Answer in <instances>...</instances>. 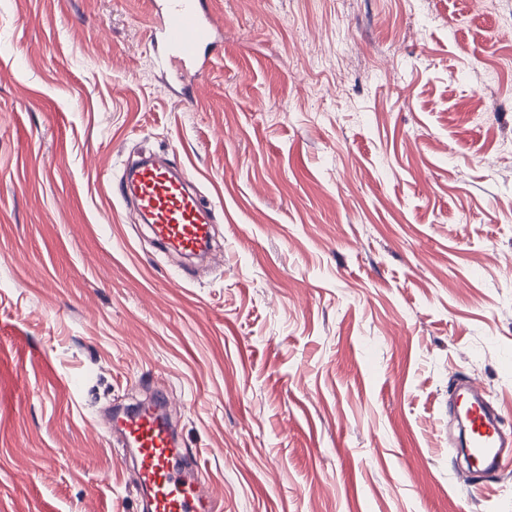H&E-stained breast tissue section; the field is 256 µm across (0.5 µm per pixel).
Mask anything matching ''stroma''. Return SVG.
Masks as SVG:
<instances>
[{
    "instance_id": "obj_1",
    "label": "stroma",
    "mask_w": 512,
    "mask_h": 512,
    "mask_svg": "<svg viewBox=\"0 0 512 512\" xmlns=\"http://www.w3.org/2000/svg\"><path fill=\"white\" fill-rule=\"evenodd\" d=\"M195 102L148 0H0V512H133L97 413L165 387L220 512H512L448 399L512 433V0H214ZM140 150L216 264L131 224ZM112 195L134 222L149 224L160 250L185 257L212 251L215 213L185 170L142 157L113 178ZM453 411L456 419L465 423L459 446L464 448L469 466L461 478L464 487L472 488L479 475L495 473L504 458L512 457V437L502 433L501 413L471 379L457 386Z\"/></svg>"
}]
</instances>
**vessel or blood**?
Returning a JSON list of instances; mask_svg holds the SVG:
<instances>
[{"label": "vessel or blood", "mask_w": 512, "mask_h": 512, "mask_svg": "<svg viewBox=\"0 0 512 512\" xmlns=\"http://www.w3.org/2000/svg\"><path fill=\"white\" fill-rule=\"evenodd\" d=\"M152 4V38L165 50L160 64L195 67L212 44L215 23L208 0ZM112 194L134 222L149 225L160 250L186 257L212 251L215 213L185 170L144 157L113 178ZM171 404L169 392L157 388L149 402L103 415L132 458L138 512H214L216 497L202 477L199 457L184 448L171 422ZM453 411L465 424L459 445L469 465L461 478L470 488L478 476L496 472L504 458L512 457V437L502 433L501 413L473 380L457 386Z\"/></svg>", "instance_id": "b4317fda"}]
</instances>
